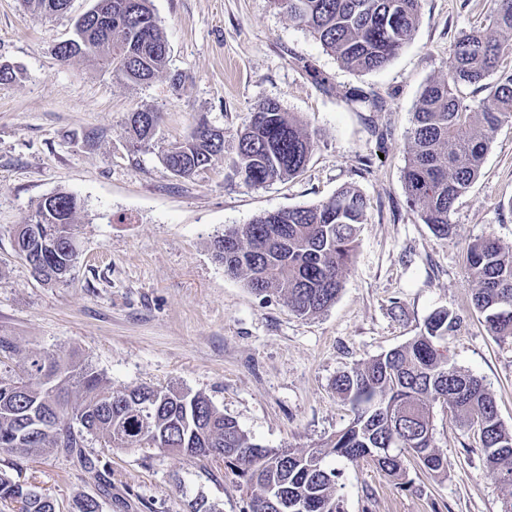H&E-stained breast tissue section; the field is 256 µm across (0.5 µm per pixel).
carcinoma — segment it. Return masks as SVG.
<instances>
[{"label": "carcinoma", "instance_id": "cac0c4a2", "mask_svg": "<svg viewBox=\"0 0 512 512\" xmlns=\"http://www.w3.org/2000/svg\"><path fill=\"white\" fill-rule=\"evenodd\" d=\"M48 15L68 11L71 0H24ZM489 31L463 33L450 51L448 74L422 90L408 135L403 171L407 201L438 237L450 233L456 200L480 173L494 133L512 120V0H492ZM290 20L304 26L322 47L349 70L384 68L414 39L420 0H274ZM63 63L92 58L112 68V76L134 84L166 72L168 46L149 0H93L75 22L74 37L55 49ZM460 84L487 95L467 103L456 94ZM161 113L129 114L125 131L148 144ZM315 147L313 135L273 100L257 106L249 123L232 140L217 138L200 118L180 145L162 161L175 175L190 178L231 150L235 175L254 186L298 176ZM369 200L345 187L313 206L284 208L255 217L215 238L211 247L224 271L241 279L256 295L283 299L300 316L326 311L343 287ZM78 198L57 191L40 200L14 244L25 257L57 271H70L75 245ZM475 288L474 308L487 331L512 341V250L485 237L465 251ZM457 325L447 311L433 313L405 345L342 372L333 382L337 396L353 414L349 425L327 441L302 450L265 448L236 421L224 416L204 395L147 386L114 390L86 365L36 353L20 372L0 369V452L40 457L75 456L92 469L83 448L85 436L104 448H159L206 457L210 448L235 472L247 498V512H342L337 496L339 473L327 465L336 456L350 463L371 460L399 480L410 458L427 473L447 471V457L433 445V407L445 405L465 433L477 436L488 467L512 492V429L499 418L496 402L483 383L457 368L436 340ZM80 394L70 405L69 387ZM281 496L279 508L265 509L269 491ZM0 504L17 512H57L55 501L32 486L0 472Z\"/></svg>", "mask_w": 512, "mask_h": 512}]
</instances>
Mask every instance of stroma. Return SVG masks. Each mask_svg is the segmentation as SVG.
Listing matches in <instances>:
<instances>
[{"label": "stroma", "instance_id": "stroma-1", "mask_svg": "<svg viewBox=\"0 0 512 512\" xmlns=\"http://www.w3.org/2000/svg\"><path fill=\"white\" fill-rule=\"evenodd\" d=\"M169 43L162 75L130 85L85 59L61 63L56 47L92 0L39 15L0 0V64L21 70L0 84V336L14 367L48 351L89 365L116 389L141 385L207 396L255 442L310 448L346 427L337 374L409 342L426 319H458L438 347L477 377L512 428V343L488 333L472 305L468 243L491 235L512 246V121L496 131L481 172L455 203L452 233L435 236L407 202L408 133L424 86L451 67L461 33L489 27L490 0H421L414 40L381 70L356 73L270 0H151ZM359 89L378 110H353ZM277 101L316 141L303 172L253 186L228 157L191 178L161 156L190 134L193 117L233 135L258 104ZM163 119L151 144L124 131L130 112ZM353 187L370 201L335 303L302 317L278 298L252 294L227 275L211 242L225 229L284 208L326 201ZM81 202L78 257L65 282L35 277L12 230L57 191ZM436 448L448 460L434 477L408 462L407 488L372 462L330 457L345 512H503L504 490L473 434L450 409H433ZM86 451L111 467V489L64 454L30 460L0 453V469L70 512L97 499L100 512H244L246 496L223 461L158 448Z\"/></svg>", "mask_w": 512, "mask_h": 512}]
</instances>
